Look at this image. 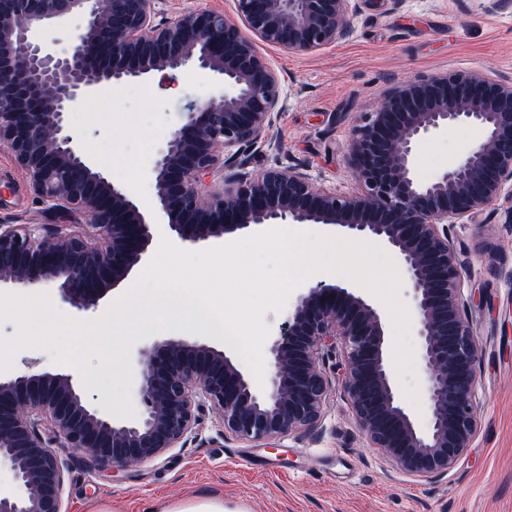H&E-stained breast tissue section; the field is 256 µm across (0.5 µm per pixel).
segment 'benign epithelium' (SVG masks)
Returning <instances> with one entry per match:
<instances>
[{"label":"benign epithelium","mask_w":512,"mask_h":512,"mask_svg":"<svg viewBox=\"0 0 512 512\" xmlns=\"http://www.w3.org/2000/svg\"><path fill=\"white\" fill-rule=\"evenodd\" d=\"M235 2L242 29L206 8L157 23L154 0H0V146L42 203L82 216L78 232L0 224V290L55 282L63 301L94 309L144 264L160 231L182 244L282 223L370 236L405 270L429 426L420 428L400 400L383 311L358 289L321 280L301 288L271 337L261 388L228 352L200 339L156 338L134 350L142 412L130 421L100 414L70 374L0 376V462L15 479L14 490H0V512H63L65 470L40 431L45 423L95 465L155 461L186 444L205 408L224 439L274 448L322 423L335 380L370 447L415 481L447 477L472 447L481 427L480 344L453 228L478 220L512 188V78L459 71L394 86L351 130L345 160L358 192L318 186L300 166L241 172L244 157L271 144L287 102L258 44L318 51L350 33L351 0ZM74 14L86 26L68 53L38 40ZM189 65L221 77L224 96L191 105L160 152L153 209L162 221L153 222L73 144L64 117L100 87ZM460 122L478 125L481 142L422 180L421 148Z\"/></svg>","instance_id":"obj_1"}]
</instances>
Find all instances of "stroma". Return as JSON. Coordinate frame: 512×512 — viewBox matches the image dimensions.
I'll return each mask as SVG.
<instances>
[{"label": "stroma", "mask_w": 512, "mask_h": 512, "mask_svg": "<svg viewBox=\"0 0 512 512\" xmlns=\"http://www.w3.org/2000/svg\"><path fill=\"white\" fill-rule=\"evenodd\" d=\"M203 7L237 20L235 0H155L156 20L173 22ZM276 70L287 108L274 120V146H260L249 169L302 166L315 182L357 190L344 155L352 125L389 90L419 74L477 71L512 77V7L490 11L486 0H361L351 32L313 53L261 46ZM223 81L189 67L106 87L65 116V127L89 161L143 204L155 197L151 168L189 104L221 100ZM481 129L450 126L426 142L418 173L429 180L455 163ZM135 161L123 168L121 159ZM80 217L47 208L25 172L0 147V224H56L77 229ZM457 247L480 297L472 310L482 346L477 364L481 429L444 480L403 476L369 448L343 395L331 398L322 423L271 449L225 440L211 411L201 413L184 447L142 467H89L44 427L67 465L66 512H159L163 504L220 497L226 512H512V224L462 220ZM87 400L117 420L141 410L137 371L91 357Z\"/></svg>", "instance_id": "obj_1"}]
</instances>
